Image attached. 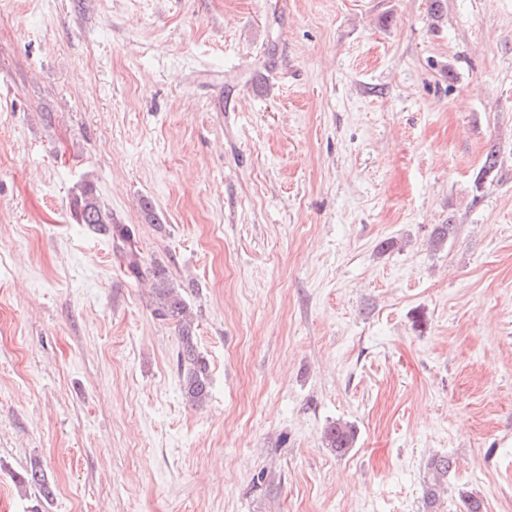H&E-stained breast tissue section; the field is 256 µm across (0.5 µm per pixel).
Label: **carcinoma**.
<instances>
[{"instance_id":"cac0c4a2","label":"carcinoma","mask_w":512,"mask_h":512,"mask_svg":"<svg viewBox=\"0 0 512 512\" xmlns=\"http://www.w3.org/2000/svg\"><path fill=\"white\" fill-rule=\"evenodd\" d=\"M70 211L76 223L84 224L94 233L112 240L125 275L134 279H152L151 304L154 314L160 319L177 322V367L183 394L192 406L203 407L209 396V365L197 350L193 314L181 286L172 281L165 267L146 261L138 247L136 234L129 225L112 221V213L102 205L93 182L85 180L77 186L71 198ZM323 438L327 447L342 455L354 447L356 430L347 422L336 421L324 429ZM451 466L452 461L447 457H434L428 461L431 480L425 490L426 507H434L441 493L445 492V478ZM16 485L24 492L34 490L45 502L52 500L55 495V486L38 459L31 460L16 475Z\"/></svg>"}]
</instances>
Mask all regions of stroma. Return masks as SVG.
Instances as JSON below:
<instances>
[{"label": "stroma", "instance_id": "stroma-1", "mask_svg": "<svg viewBox=\"0 0 512 512\" xmlns=\"http://www.w3.org/2000/svg\"><path fill=\"white\" fill-rule=\"evenodd\" d=\"M430 2L0 0V512H512V0ZM70 211L76 223L85 224L94 233L112 240L125 275L134 279H152L154 314L160 319L178 323L177 367L183 394L192 406L202 408L209 396V365L197 350L193 314L181 286L172 281L164 266L146 261L129 225L114 224L112 213L102 205L93 182L84 180L77 186L71 198ZM323 438L328 448L342 455L354 447L356 430L348 422L336 421L324 429ZM451 466L452 461L448 457H433L428 461L427 468L432 476L430 482L427 483L424 496L427 508H434L441 493L447 491L444 483ZM15 480L19 490L24 493L30 489L35 490L38 497L45 502L51 501L55 495V486L38 459L31 460L29 465L16 475Z\"/></svg>", "mask_w": 512, "mask_h": 512}]
</instances>
